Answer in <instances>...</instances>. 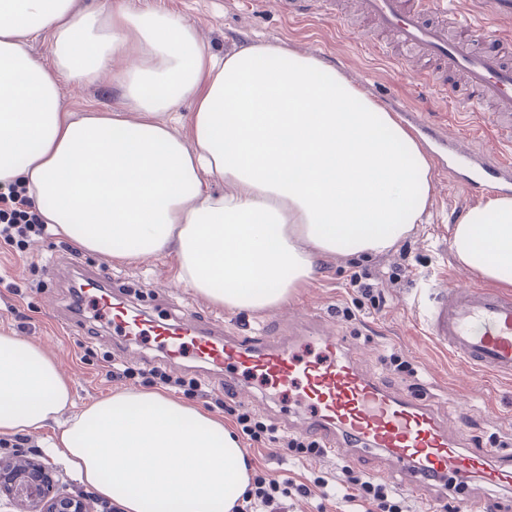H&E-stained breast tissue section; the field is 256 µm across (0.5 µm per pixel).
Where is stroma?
I'll return each instance as SVG.
<instances>
[{
  "instance_id": "stroma-1",
  "label": "stroma",
  "mask_w": 512,
  "mask_h": 512,
  "mask_svg": "<svg viewBox=\"0 0 512 512\" xmlns=\"http://www.w3.org/2000/svg\"><path fill=\"white\" fill-rule=\"evenodd\" d=\"M112 2L133 11L166 9L184 15L218 55L244 39L287 42L298 53L315 55L337 66L373 97L388 96L397 114L417 113L445 127L448 137L487 155L512 154V116L491 120L492 110L487 107L480 129L452 121V102L422 85L412 68H393L388 57L371 51L377 36L370 20L357 13L355 0H336L337 15L333 18H292L280 12L276 0H266L254 11L241 9L237 0ZM446 6L455 17L479 23L487 35L512 41V20L487 16L479 0H446ZM66 96L74 112L122 105V93L108 69L90 85L67 88ZM434 182L432 220L407 240L408 269L396 271L399 254L395 251L375 257L334 256L324 260L319 273L295 297L264 313L214 306L178 281L176 261L170 255L119 263L104 253L74 252L72 242L59 235L31 242L22 253L0 248V331L42 347L67 379L74 406L79 409L118 390L156 388V381L144 376L127 380L105 377L112 360L139 368L143 356H154L155 350L148 344L127 343L107 327L90 333L83 312L74 307L71 280L52 279L49 259H57L63 266L101 270L112 279L113 298L133 301L141 310L164 314L188 306L221 330L241 336L285 329L297 316L312 312L348 336L362 368L388 387L402 391L406 385L386 370L383 357L394 352L408 360L418 371L422 401L449 427L464 429L468 445L493 447L497 438H512V378L496 380L491 388H484L471 368L431 342L411 309L417 290L424 284L466 287L479 281L477 274L456 263L448 244L449 224L457 214L475 207L476 201L442 172H435ZM362 269L378 276L383 306L347 321L337 317L336 307L350 300L349 276ZM393 274L398 277L394 283L389 280ZM242 446L254 471L296 484L309 485L318 477L327 480L323 496L304 498L289 492L282 512H367L366 507L356 504L346 511L339 504L337 497L343 494L347 478L336 456L309 459L287 455L278 443L267 440L257 444L246 439Z\"/></svg>"
}]
</instances>
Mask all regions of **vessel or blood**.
Returning <instances> with one entry per match:
<instances>
[{
    "label": "vessel or blood",
    "instance_id": "1",
    "mask_svg": "<svg viewBox=\"0 0 512 512\" xmlns=\"http://www.w3.org/2000/svg\"><path fill=\"white\" fill-rule=\"evenodd\" d=\"M288 15L330 14L334 0H279ZM440 0H363L366 12L410 55L424 60L417 79L441 95H452L456 112L480 111L493 102L499 114L512 113V44L486 39L479 25L428 21ZM461 72L468 88L450 93L445 73ZM450 176L472 196L512 188V160L477 162L461 154ZM81 305L100 322L136 341L164 350L167 360L193 359L207 374L235 373L234 385H257L287 393L308 413L305 430L338 458L355 464L383 453L407 476L406 487L426 497L430 487L462 492L473 476L492 486L512 485V450L467 448L421 400L384 386L359 365L348 340L310 322L290 334L218 335L214 324L188 316L162 318L113 302L96 274L84 279ZM429 335L466 365L487 374L512 376V299L492 290L430 287L418 302Z\"/></svg>",
    "mask_w": 512,
    "mask_h": 512
}]
</instances>
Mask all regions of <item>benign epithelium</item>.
<instances>
[{"label":"benign epithelium","instance_id":"benign-epithelium-1","mask_svg":"<svg viewBox=\"0 0 512 512\" xmlns=\"http://www.w3.org/2000/svg\"><path fill=\"white\" fill-rule=\"evenodd\" d=\"M43 453L29 448L15 449L14 457L0 458V498L17 507V512H94L84 494L63 493Z\"/></svg>","mask_w":512,"mask_h":512}]
</instances>
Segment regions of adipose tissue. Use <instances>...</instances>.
<instances>
[{"label": "adipose tissue", "mask_w": 512, "mask_h": 512, "mask_svg": "<svg viewBox=\"0 0 512 512\" xmlns=\"http://www.w3.org/2000/svg\"><path fill=\"white\" fill-rule=\"evenodd\" d=\"M44 34L48 62L27 48ZM127 55L115 81L138 120L68 111L65 83ZM15 182L79 248L174 254L179 281L212 304L263 312L327 257L395 249L430 215L433 166L396 113L285 43L220 58L167 11L0 0V185ZM449 244L459 266L512 287V195L460 215ZM72 405L54 360L1 332L0 433L58 422L51 450L100 498L124 512H231L250 487L238 437L207 412L154 390Z\"/></svg>", "instance_id": "ef3b65f1"}]
</instances>
